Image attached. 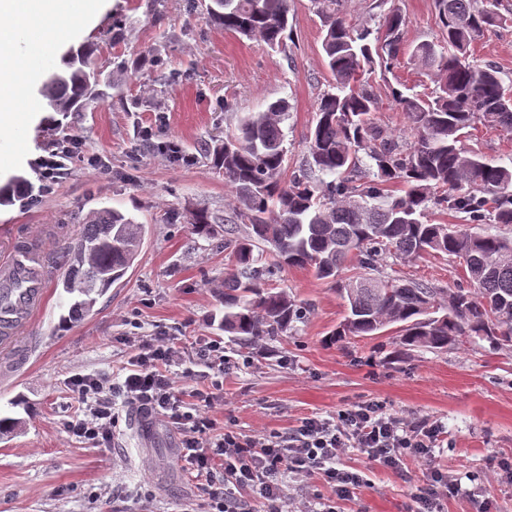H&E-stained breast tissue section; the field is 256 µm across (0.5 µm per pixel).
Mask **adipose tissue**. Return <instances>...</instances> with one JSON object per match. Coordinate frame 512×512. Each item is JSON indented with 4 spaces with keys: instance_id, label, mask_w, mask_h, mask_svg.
<instances>
[{
    "instance_id": "ef3b65f1",
    "label": "adipose tissue",
    "mask_w": 512,
    "mask_h": 512,
    "mask_svg": "<svg viewBox=\"0 0 512 512\" xmlns=\"http://www.w3.org/2000/svg\"><path fill=\"white\" fill-rule=\"evenodd\" d=\"M106 0H0V139L24 144L17 131L38 112V102L25 98L43 69V58L60 62V43L81 36L105 8Z\"/></svg>"
}]
</instances>
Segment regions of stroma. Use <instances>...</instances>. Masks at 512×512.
Returning a JSON list of instances; mask_svg holds the SVG:
<instances>
[{
	"label": "stroma",
	"mask_w": 512,
	"mask_h": 512,
	"mask_svg": "<svg viewBox=\"0 0 512 512\" xmlns=\"http://www.w3.org/2000/svg\"><path fill=\"white\" fill-rule=\"evenodd\" d=\"M406 17L404 41L412 47L440 36L435 0H396ZM293 40L275 51L211 25L187 0H109L106 11L79 42L91 45L102 76L103 97L70 115L64 130L40 110L21 132L29 154L0 175L36 182V160L65 138L81 142L68 176L34 204H0V256L19 244L40 251L48 277L42 310L32 325L0 347V415L21 425L0 440V512H200L196 482L178 460L180 430L158 419L148 445L133 424L137 408L120 407L112 445L98 448L72 437L65 422L78 410L71 379L99 374L121 382L140 341L159 334L182 339L211 336L224 342V400L211 415L246 436L285 434L302 419H329L364 402L415 424L443 432L431 460L405 458L393 470L349 448L343 468L365 483L339 512H414L433 469L457 479L460 491L444 512H512V349L467 343L443 353L416 349L392 359L399 348L395 327L378 338L329 337L346 308L313 268L288 267L274 279L296 299L310 303L306 321L286 336L241 345L225 335L224 218L232 188L203 155L205 143L233 134L238 119L279 99L290 112L282 128L285 169L307 155L317 102L331 83L321 61V22L309 0H292ZM122 32H113L116 21ZM476 64L496 65L512 83V24L489 32L473 51ZM367 81L378 96V123L400 131L402 118L390 88L430 92L423 68L401 62ZM173 142L179 154L162 151ZM487 159L512 163V137L477 126L466 140ZM117 209L144 224L139 253L126 274L79 322L62 324L70 297L60 279L82 220ZM212 219L210 235L197 234L194 211ZM390 275L436 288L463 277L458 259L445 254L392 258Z\"/></svg>",
	"instance_id": "stroma-1"
}]
</instances>
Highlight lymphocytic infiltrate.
Returning <instances> with one entry per match:
<instances>
[{"label":"lymphocytic infiltrate","instance_id":"f902f5d3","mask_svg":"<svg viewBox=\"0 0 512 512\" xmlns=\"http://www.w3.org/2000/svg\"><path fill=\"white\" fill-rule=\"evenodd\" d=\"M198 366L211 372L208 390L201 393L199 404L189 407L176 382L193 378ZM71 386L81 409L65 427L75 439L108 447L119 396L182 425L179 460L198 482L203 512H253L255 500L264 512H284V482L290 474L322 475L332 493L325 501L303 502L299 512H336L337 501L353 497L364 482L360 472L340 467L345 449H360L394 468L405 453L429 459L430 442L440 434L437 425L414 426L371 405L340 410L332 420L304 419L285 434L217 432L209 412L214 392L224 389V344L215 339L200 341L189 352L173 338L158 336L139 343L119 384L88 374L74 378Z\"/></svg>","mask_w":512,"mask_h":512}]
</instances>
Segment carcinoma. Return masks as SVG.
Here are the masks:
<instances>
[{
	"label": "carcinoma",
	"mask_w": 512,
	"mask_h": 512,
	"mask_svg": "<svg viewBox=\"0 0 512 512\" xmlns=\"http://www.w3.org/2000/svg\"><path fill=\"white\" fill-rule=\"evenodd\" d=\"M441 38L407 51L406 18L391 7L376 28L347 21V0H311L321 21L324 65L332 90L317 104L307 156L289 180L281 124L284 100L244 114L237 133L206 150L235 196L225 218L224 332L248 342L276 338L306 318L308 307L269 284L274 268L311 267L333 284L347 316L333 332L377 336L395 325L404 346L443 352L467 340L494 350L512 347V240L491 233H461L427 220L432 209L461 214L469 224H512V166L495 164L467 148L464 138L481 124L512 135V88L499 69L469 60L471 48L507 23L501 0H435ZM289 0H209L208 21L241 38L286 49ZM430 72L428 94L392 90L414 140L405 141L375 121L377 95L362 75L390 71L405 55ZM95 51L81 46L52 74L47 109L64 118L97 96ZM402 185L392 194L387 186ZM250 226L235 237L233 224ZM145 228L115 209L83 226L63 277L73 297L65 320L76 322L96 297L120 280L136 258ZM264 245L273 263L258 264ZM433 251L463 260L465 283L443 291L423 282L384 275L390 257ZM356 266L359 273L343 272Z\"/></svg>",
	"instance_id": "obj_1"
}]
</instances>
